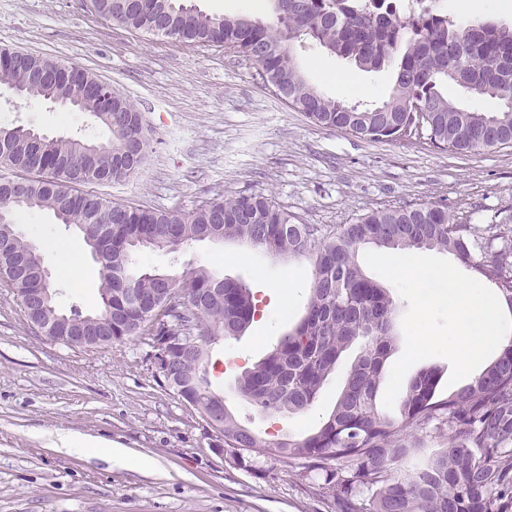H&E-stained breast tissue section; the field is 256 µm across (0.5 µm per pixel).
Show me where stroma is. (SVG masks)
<instances>
[{
    "mask_svg": "<svg viewBox=\"0 0 512 512\" xmlns=\"http://www.w3.org/2000/svg\"><path fill=\"white\" fill-rule=\"evenodd\" d=\"M1 47L81 66L136 104L152 137L138 173L88 184V192L185 212L222 195L263 194L326 233L377 207L440 201L468 224H512V148L455 154L316 127L234 51L126 30L83 0H0ZM297 64L339 100L379 103L392 92L389 68L365 72L317 47L298 52ZM330 72L351 74L359 92L336 90ZM1 125L93 142L110 137L88 114L16 98L4 85ZM17 227L39 247L58 307L97 311L98 264L84 254L81 283L73 285L57 249L83 244L81 233L48 211L21 212ZM136 262L173 277L202 266L253 293V322L212 344L207 374L243 425L274 441L305 437L328 418L349 361L297 415L261 412L237 392L242 373L303 317L310 261L204 241L177 254L145 249ZM283 282L291 287L285 299L273 290ZM150 354L141 336L96 349L52 341L0 288V512H335L332 499L312 494L317 476L298 466L260 459L243 468L216 453L203 420L155 374ZM62 432L112 443L128 458L61 447ZM142 455L150 466L139 465Z\"/></svg>",
    "mask_w": 512,
    "mask_h": 512,
    "instance_id": "35a3bbf8",
    "label": "stroma"
}]
</instances>
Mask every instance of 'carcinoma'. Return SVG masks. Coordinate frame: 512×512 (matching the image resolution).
Wrapping results in <instances>:
<instances>
[{"label":"carcinoma","instance_id":"carcinoma-1","mask_svg":"<svg viewBox=\"0 0 512 512\" xmlns=\"http://www.w3.org/2000/svg\"><path fill=\"white\" fill-rule=\"evenodd\" d=\"M275 25L247 15H209L183 0H90L99 17L128 30L196 46H233L260 57L256 75L285 92L282 100L315 125L372 141L398 143V132L424 120V137L459 153L512 147V26L462 25L448 14L402 15L385 0H270ZM315 45L355 62L364 71L391 66L396 79L388 100L349 104L324 95L302 74L295 46ZM0 48V83L26 99L67 94L69 82L93 76L85 69L59 85L37 79L61 62L30 54L25 63ZM452 81L494 104L470 111L441 89ZM111 138L84 159L83 145L60 138L39 145L15 127L0 141V168L26 174L15 193L0 176V210H48L64 224L90 230L100 265V309L65 314L52 286L43 284L42 258L16 228L0 223V288L19 300L30 324L47 336H87L108 346L110 336H178L195 333L214 342L237 336L253 321L256 305L243 283L217 278L202 267L178 277L134 273L139 248L177 253L203 232L263 250L307 258L313 281L306 312L267 357L245 371L238 391L262 412L298 414L309 409L342 354L361 342L336 404L320 428L298 440L267 441L224 408V447L249 459L297 462L323 477L320 495L336 512H508L512 506V343L478 376L446 397L436 392L437 370H419L401 401L400 419L379 411L377 394L394 343L396 301L390 289L358 263L365 245L394 251L437 248L495 285L512 313V227L489 237L462 224L448 204L419 203L370 210L323 236L261 194L214 198L190 212L154 210L86 194L78 186L115 182L137 173L150 146L136 105L84 99L76 110L99 112ZM173 293L188 296L183 314L167 307ZM209 348L189 345L175 372L178 387L200 391L191 407L214 416L224 397L207 380ZM446 442L421 456V427Z\"/></svg>","mask_w":512,"mask_h":512}]
</instances>
